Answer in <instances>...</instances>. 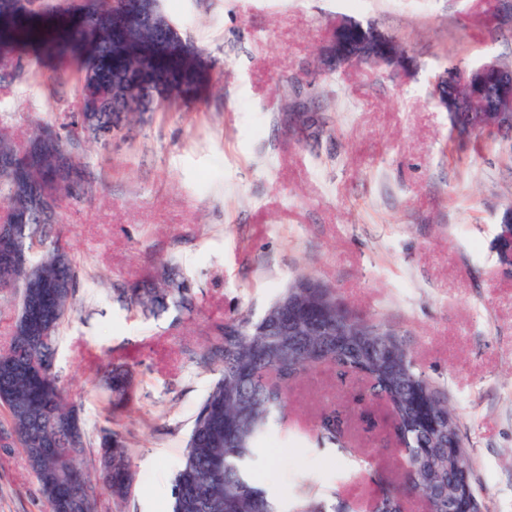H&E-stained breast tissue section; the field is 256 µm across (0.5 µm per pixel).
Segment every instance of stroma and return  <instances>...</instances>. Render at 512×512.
<instances>
[{"label":"stroma","mask_w":512,"mask_h":512,"mask_svg":"<svg viewBox=\"0 0 512 512\" xmlns=\"http://www.w3.org/2000/svg\"><path fill=\"white\" fill-rule=\"evenodd\" d=\"M166 14L210 64L201 101L134 123L107 146L71 135L81 102L54 75L68 59L0 82V115L16 142L52 122L87 166L95 199L59 198L82 270L77 310L61 331L56 372L89 432L105 424L100 374L130 367L139 410L123 418L138 482L129 512H169L171 477L212 372L197 368L210 324L260 316L307 274L399 330L419 369L448 394L473 460L485 512H512V244L500 216L512 205V161L486 146L457 158L447 112L425 89L453 59L512 62V30L490 31L493 0H163ZM392 34L413 76L355 64L321 72L316 58L336 18ZM329 103L331 135L289 127L295 100ZM172 266L190 283L192 319L121 307L113 288ZM354 383L308 372L288 392V421L257 449L250 471L281 505L300 486L336 488L352 512L380 492L368 469L394 470L374 434L358 457L320 445L327 407L351 403ZM19 448L0 442V512H46Z\"/></svg>","instance_id":"stroma-1"}]
</instances>
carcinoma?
Here are the masks:
<instances>
[{
  "label": "carcinoma",
  "mask_w": 512,
  "mask_h": 512,
  "mask_svg": "<svg viewBox=\"0 0 512 512\" xmlns=\"http://www.w3.org/2000/svg\"><path fill=\"white\" fill-rule=\"evenodd\" d=\"M132 7V0H87L82 12L68 20L57 32L47 31L43 23L47 12L38 0H0V45L25 41L36 50L47 47L83 51L75 72L63 76L74 84L81 99L90 88L112 95V61L121 60L133 73L164 87L174 97L195 87L200 79L194 63V49L186 45L179 57H158L151 53L157 29L131 27L112 35L117 16ZM376 27L357 25L333 32L325 55L347 58L369 54L374 48ZM170 103L161 101L126 102L115 111L80 110L72 122L76 134L100 140L101 131L156 109L168 111ZM35 136L43 139L45 151L34 160L29 150L18 149L10 141L0 119V155L10 156L17 171L36 166L44 179L54 174L57 152L64 147L61 134L45 122ZM505 143L512 149V135L500 133L495 116L486 117L474 133L473 148L483 139ZM92 189L79 182L61 190V195L82 203ZM0 212L14 234L0 240V250L23 254L25 262L0 291H13L17 316L9 345L0 349V407L9 416V430L0 433L18 444L28 467L35 474L47 512H58L62 499L77 501L70 512H98L97 498L86 470L87 450L98 448L100 457L112 451V465L99 470L106 489L121 506L130 502L137 477L132 468L127 438L109 426L98 429L90 438L78 409L65 402L55 371L57 342L61 329L73 310L79 270L71 251L61 243L59 225L48 222L29 197L16 188L15 177L0 173ZM36 280L42 310L52 316L41 328L26 314V284ZM299 278L281 289L265 308L269 313L280 304L318 303L336 308L332 288H304ZM113 300L123 307L149 316L174 308L192 318L196 302L185 280L167 277L165 287L143 284L113 289ZM261 319L238 315L216 323L209 329L207 345L193 354L197 367L213 371L212 380L191 420L183 450L182 464L171 477V512H282L267 492L254 482L246 461L259 448L272 420L288 421V389L305 373L329 366L336 377L361 380L353 396L355 405L382 404L392 417L390 436L405 454V464L391 479L376 471L373 480L383 484L374 500L373 512H408L410 496L426 498V512H448V498L458 491L455 469L448 457L455 448H442L447 435L459 434L457 417L448 407V397L421 371L405 347L401 334L385 321L371 318L377 350L361 352L360 336H277L260 326ZM106 421L129 412L134 405L136 381L133 373L115 366L107 377ZM350 418L346 410L324 409L314 426L317 442L350 451L345 440ZM289 512H350V506L334 490L305 495Z\"/></svg>",
  "instance_id": "obj_1"
}]
</instances>
